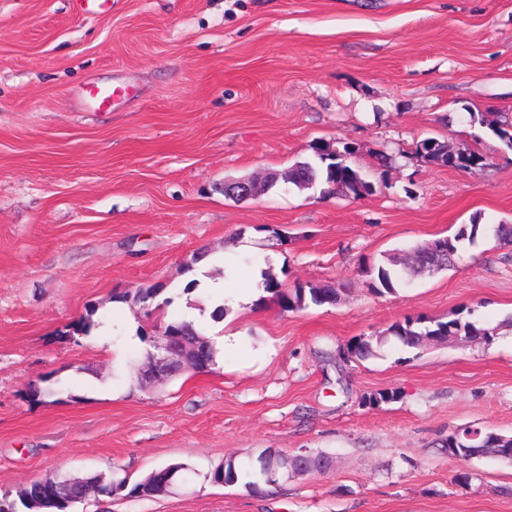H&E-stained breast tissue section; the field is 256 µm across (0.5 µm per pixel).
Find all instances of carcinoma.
I'll return each instance as SVG.
<instances>
[{"label": "carcinoma", "instance_id": "carcinoma-1", "mask_svg": "<svg viewBox=\"0 0 512 512\" xmlns=\"http://www.w3.org/2000/svg\"><path fill=\"white\" fill-rule=\"evenodd\" d=\"M466 111L470 125L481 127L486 125L503 143L512 142V114L501 115L497 121L493 122L487 120L483 113L475 112L469 107ZM313 152L312 160L296 163L284 176L277 172L274 176L293 184L300 190L319 185L324 196L342 195L357 199L374 192V184L368 180L367 176L346 162L349 156L356 153L353 142L347 139L338 140L334 147L318 142L313 146ZM414 154L427 162L451 168L461 166L463 160L480 166L487 165V157L470 146L465 145L454 149L435 138L419 141L415 145ZM479 231L480 224L476 220L460 228L454 236L446 238L448 250L453 252V255H458V245L465 240L474 242ZM430 253V243H419L411 249V265L404 267L403 270L396 269L393 261L378 267L379 285L372 286V290L380 295L392 293L395 286L410 274L426 272L434 275L447 270L452 265L446 257L440 262H430ZM263 289L276 296L280 306L288 311L303 310L311 305L333 304L338 297V290L329 285L308 283L293 289H284L277 278L269 273L265 274ZM93 327L94 321L87 315L67 326L64 335L68 337L86 335ZM165 331L170 336H180L186 331H192L198 335L204 334L203 329L186 318L168 323ZM450 331H458L470 337V341L484 345L490 344L495 333V329L473 320L462 321L454 318L443 321L424 316L406 318L391 324L384 332L375 336H358L352 339L347 344L348 360L361 361L376 356L377 350L391 336L409 348L418 349L425 346V337L445 336ZM172 470L182 477L188 474L189 467L184 463L168 464L152 470L150 476L143 477L133 485L129 484L125 477L114 478L100 488V494L113 495L126 490L130 496H149L151 495L149 479L152 478L161 483L168 478ZM286 478L288 475L282 470L270 480L262 473L261 461L244 464L233 456L225 458L224 462L211 473L213 482L224 485L241 483L253 494H259L264 487L275 485ZM29 494L30 497L21 498V502L30 512H67L81 502L78 495H59L43 486L40 481L31 485Z\"/></svg>", "mask_w": 512, "mask_h": 512}]
</instances>
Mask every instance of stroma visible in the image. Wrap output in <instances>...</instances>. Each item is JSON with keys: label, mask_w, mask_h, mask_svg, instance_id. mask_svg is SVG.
<instances>
[{"label": "stroma", "mask_w": 512, "mask_h": 512, "mask_svg": "<svg viewBox=\"0 0 512 512\" xmlns=\"http://www.w3.org/2000/svg\"><path fill=\"white\" fill-rule=\"evenodd\" d=\"M128 94L88 106V81ZM512 112V0H0V500L53 473L138 480L184 463L187 485L91 499L74 512H512V466L450 456V432L512 435V245L461 243L454 268L379 295L370 268L461 225L512 224V149L464 108ZM477 144L472 170L417 159L416 142ZM349 139L374 193L290 184L235 201L224 182L285 171ZM395 154L387 171L375 152ZM206 251L205 265L194 256ZM266 271L332 284L336 304L226 306L191 272ZM153 289L147 302L130 293ZM490 345L377 357L340 348L405 317L462 308ZM92 315L89 335L63 337ZM210 341L206 371L140 386L178 318ZM60 393L41 401L38 383ZM398 390V401L362 404ZM331 454V469L260 494L212 483L233 456ZM470 471L477 487L454 483Z\"/></svg>", "instance_id": "obj_1"}]
</instances>
